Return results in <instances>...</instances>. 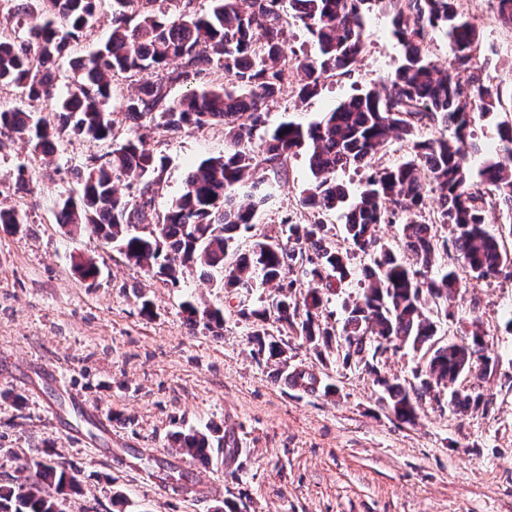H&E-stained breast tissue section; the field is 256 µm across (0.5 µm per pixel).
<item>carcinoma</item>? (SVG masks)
I'll return each instance as SVG.
<instances>
[{
  "mask_svg": "<svg viewBox=\"0 0 512 512\" xmlns=\"http://www.w3.org/2000/svg\"><path fill=\"white\" fill-rule=\"evenodd\" d=\"M163 0H113L112 33L94 53L78 60L86 79L57 104L59 123L50 127L32 112L16 107L0 111V131L7 130L45 155L70 137L111 141V150L90 159L79 199L58 205L57 223L74 232L87 225L118 247L125 259L175 284L184 269L199 267L233 290L239 314L252 322L251 339L258 352L279 358L286 343L265 342L261 322L269 316L318 354L336 353L343 363L371 355L375 359L408 345L421 353L416 383L404 386L377 378L394 415L404 423L417 418L419 404L437 388L448 391V406H478L481 397L461 395L455 385L466 375L485 377L495 362L484 335L475 330L467 340L435 343L439 314L463 287L457 268L438 263L453 251L476 280L512 269V125H503L493 157L478 171L467 166L468 153L482 150L471 135L475 112H491L501 104L499 89L484 83L477 65L478 34L459 12L457 0H376L391 15L393 34L403 48L400 65L382 95L363 90L340 102L306 126L284 121L264 130L268 103L291 89L301 100L319 93L323 79L351 75L364 49L368 0H291L295 19L315 38V52L288 59L282 50L281 0H210L199 14L194 0L172 19ZM97 21L96 0H0V87L15 86L34 102L52 97L48 66L70 52ZM27 24L29 39L6 33ZM443 31L454 60L441 70L429 46ZM179 67L168 70L170 61ZM218 68L227 84L193 90L178 101L168 87L200 72ZM161 70L158 81L122 97L121 109L135 120L147 118L168 133L184 128L224 124V154L202 160L187 175L185 187L171 205L154 216V201L164 161L142 135L116 142L112 136V78L118 73ZM467 77H461V74ZM423 128L438 135L418 136ZM452 135H447V131ZM259 139L262 158L252 144ZM406 142L408 156L386 167L372 160L393 139ZM298 150L308 154L314 178L303 204L330 211L348 198L336 173L370 167L358 198L346 212L345 240L368 258L361 269L350 266L348 253L329 245L325 224L282 220L285 239L258 242L247 253L234 248L236 237L254 226L258 208L273 198L265 172L280 174ZM126 181L134 198L119 193ZM437 195L439 224L451 226L452 237L438 236L437 225L418 220L429 193ZM497 209L511 220L498 233L486 228L484 212ZM404 216L401 245L379 238L376 227ZM415 256L409 265L399 253ZM298 272L301 278L290 277ZM356 278L361 298L330 321L325 296ZM274 288L268 307L247 310L250 290ZM187 322L201 318L211 329L224 326L219 308L199 309L186 303ZM182 452L209 459L224 437L191 431L175 435ZM24 481L0 486V512H65L66 490L76 482L65 463H48L35 452Z\"/></svg>",
  "mask_w": 512,
  "mask_h": 512,
  "instance_id": "cac0c4a2",
  "label": "carcinoma"
}]
</instances>
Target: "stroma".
Instances as JSON below:
<instances>
[{"instance_id":"35a3bbf8","label":"stroma","mask_w":512,"mask_h":512,"mask_svg":"<svg viewBox=\"0 0 512 512\" xmlns=\"http://www.w3.org/2000/svg\"><path fill=\"white\" fill-rule=\"evenodd\" d=\"M458 7L480 35L484 81L502 94V107L476 114L473 125L477 142L495 144L501 123L512 119V29L500 23L493 0H458ZM111 17L112 0H99L92 36L54 66L53 100L31 103L5 87L0 107L26 105L35 118L58 124L56 102L80 78L73 58L107 40ZM364 41L350 76L325 79L305 102L283 93L269 106L268 127L309 124L355 90L382 87L402 49L380 6L366 15ZM113 119L116 140L144 134L164 159L154 203L160 215L182 193L192 165L224 152L220 123L167 134L121 111ZM107 149L104 141L71 138L45 155L0 138V205L23 216L17 227H0V485L22 480L40 448L77 467L67 512H512V275L468 281L438 325L444 341L475 327L485 334L493 373L457 383L462 394L483 395L484 404L452 410L443 392L404 423L376 379L412 382L420 355L410 347L387 352L371 369L333 354L317 358L266 321L269 337L288 343L282 363L254 353L249 321L201 269L174 284L133 268L91 230L67 234L55 220L58 205L78 198L80 172ZM21 165L32 179L18 193L13 176ZM311 182L306 152L290 156L275 202L258 210L236 249L279 238L288 216L335 227L332 244L346 250L343 211L304 205ZM78 256L96 265V278L81 276ZM188 302L223 309L220 335L189 325ZM296 369L313 374L314 390L287 383ZM213 425L224 445L209 461L177 455L175 433ZM135 452L150 455L157 468L177 455L191 489L160 493L133 462Z\"/></svg>"}]
</instances>
